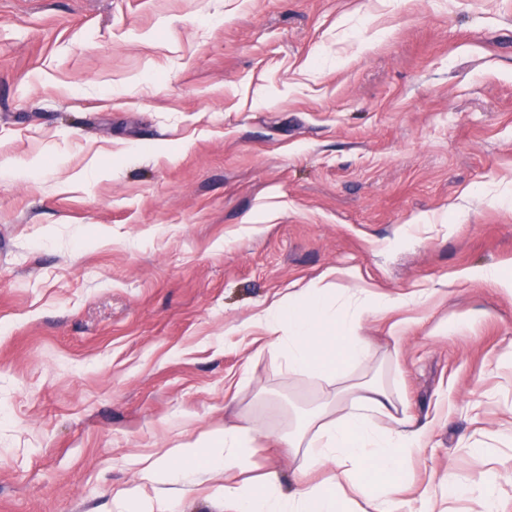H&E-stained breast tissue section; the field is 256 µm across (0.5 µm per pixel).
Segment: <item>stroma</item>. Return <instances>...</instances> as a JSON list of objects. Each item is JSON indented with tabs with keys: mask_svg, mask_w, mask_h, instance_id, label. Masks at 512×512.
<instances>
[{
	"mask_svg": "<svg viewBox=\"0 0 512 512\" xmlns=\"http://www.w3.org/2000/svg\"><path fill=\"white\" fill-rule=\"evenodd\" d=\"M1 162L0 512H225L145 462L329 396L253 318L337 269L432 291L363 321L428 429L404 496L512 512V295L461 276L512 270V0H0ZM495 482L496 480L493 478H484L468 486H461L451 471L444 477V484L447 486L448 494L477 496L483 500L486 512L497 511L494 496Z\"/></svg>",
	"mask_w": 512,
	"mask_h": 512,
	"instance_id": "35a3bbf8",
	"label": "stroma"
}]
</instances>
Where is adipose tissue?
Wrapping results in <instances>:
<instances>
[{
    "instance_id": "ef3b65f1",
    "label": "adipose tissue",
    "mask_w": 512,
    "mask_h": 512,
    "mask_svg": "<svg viewBox=\"0 0 512 512\" xmlns=\"http://www.w3.org/2000/svg\"><path fill=\"white\" fill-rule=\"evenodd\" d=\"M428 297L427 291L414 290L393 299L361 285L335 289L319 280L256 316L280 350L288 376L338 384L335 413L318 411L277 441L292 452L305 449L310 468L331 467L333 477L319 484L303 477L286 491L272 473L258 483L225 485L229 512H340L352 494L363 500L358 512H415L402 495V482L406 462L425 446L424 430L400 414L393 389L378 374L361 372L374 356L362 322L368 314ZM256 441L255 427H230L209 437L212 455L204 463H197L196 449L171 448L149 462L143 477L153 483H191L212 466L244 470L252 463Z\"/></svg>"
}]
</instances>
